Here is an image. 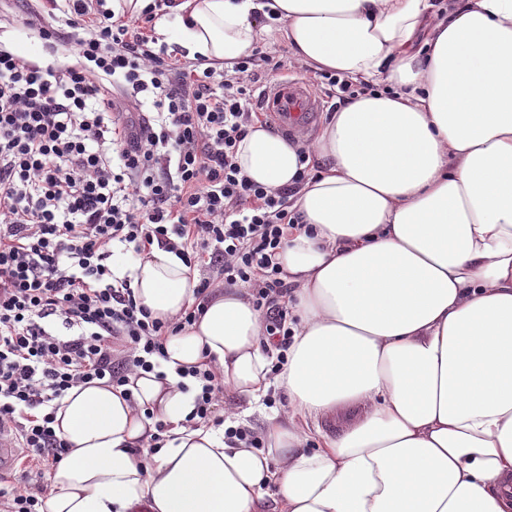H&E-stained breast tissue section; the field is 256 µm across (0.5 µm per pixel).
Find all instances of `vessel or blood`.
<instances>
[{
    "label": "vessel or blood",
    "mask_w": 512,
    "mask_h": 512,
    "mask_svg": "<svg viewBox=\"0 0 512 512\" xmlns=\"http://www.w3.org/2000/svg\"><path fill=\"white\" fill-rule=\"evenodd\" d=\"M262 104L274 125L283 132L300 133L314 125L319 104L312 93L297 82H277L266 89Z\"/></svg>",
    "instance_id": "vessel-or-blood-1"
}]
</instances>
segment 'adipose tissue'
Listing matches in <instances>:
<instances>
[{
    "label": "adipose tissue",
    "instance_id": "1",
    "mask_svg": "<svg viewBox=\"0 0 512 512\" xmlns=\"http://www.w3.org/2000/svg\"><path fill=\"white\" fill-rule=\"evenodd\" d=\"M271 12L295 57L371 86L312 145L257 125L238 146L253 182L299 187L303 228L278 256L298 318L287 362L271 376L261 312L244 289L217 292L168 338L164 378L62 399L54 428L71 452L45 510L512 512V0H179L155 30L229 62ZM307 147L325 166L301 182ZM112 270L155 317L194 300L175 253L116 255ZM206 357L248 406L284 389L265 448L185 426L196 392L175 369ZM349 406L354 421L309 448L298 417Z\"/></svg>",
    "mask_w": 512,
    "mask_h": 512
}]
</instances>
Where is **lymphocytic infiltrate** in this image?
Masks as SVG:
<instances>
[{
    "label": "lymphocytic infiltrate",
    "mask_w": 512,
    "mask_h": 512,
    "mask_svg": "<svg viewBox=\"0 0 512 512\" xmlns=\"http://www.w3.org/2000/svg\"><path fill=\"white\" fill-rule=\"evenodd\" d=\"M69 2L62 25L35 12L21 20L47 46L67 43L65 61L42 66L0 47V429L49 470L70 453L54 428L65 395L153 372L219 285L247 288L265 335L287 350L277 256L301 227L295 188L258 185L236 161L258 118V66L277 52L187 65L148 36L174 0H151L131 20L106 0ZM117 242L213 273L162 320L114 275ZM177 373L201 385L187 426H221L224 379L211 361ZM50 490L42 477L0 486V512H42Z\"/></svg>",
    "instance_id": "lymphocytic-infiltrate-1"
}]
</instances>
